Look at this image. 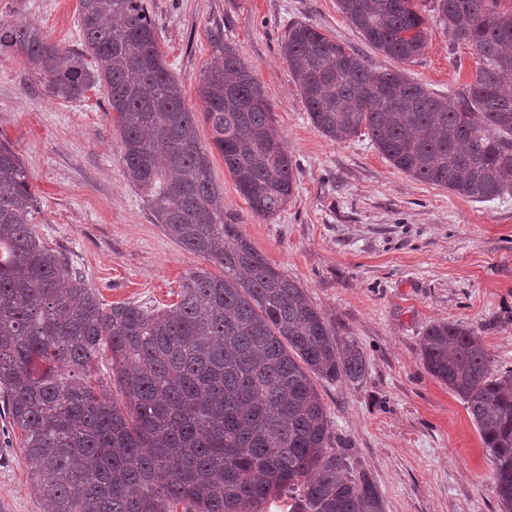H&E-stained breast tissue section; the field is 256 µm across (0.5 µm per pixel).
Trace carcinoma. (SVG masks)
<instances>
[{
    "label": "carcinoma",
    "instance_id": "cac0c4a2",
    "mask_svg": "<svg viewBox=\"0 0 512 512\" xmlns=\"http://www.w3.org/2000/svg\"><path fill=\"white\" fill-rule=\"evenodd\" d=\"M499 0H433L455 44L480 58L449 102L368 61L308 23L282 54L311 123L344 141L367 130L398 170L478 202L512 195V12ZM375 51L398 62L426 46L413 0H338ZM82 51L40 28L0 23V53L23 59L55 99L107 91L125 176L165 235L219 272H189L168 309L103 304L32 225L30 176L0 141V409L27 433L44 512H384L364 472L331 447L316 388L359 382L366 358L341 340L305 289L224 219L195 113L171 76L145 0H79ZM200 89L212 142L252 213L276 217L297 174L252 69L210 34ZM110 352V401L87 375ZM427 372L466 405L488 451L502 512H512V370L494 369L477 331L430 325Z\"/></svg>",
    "mask_w": 512,
    "mask_h": 512
}]
</instances>
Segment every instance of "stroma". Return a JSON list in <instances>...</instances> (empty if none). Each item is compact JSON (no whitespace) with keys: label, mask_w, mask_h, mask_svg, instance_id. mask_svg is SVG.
<instances>
[{"label":"stroma","mask_w":512,"mask_h":512,"mask_svg":"<svg viewBox=\"0 0 512 512\" xmlns=\"http://www.w3.org/2000/svg\"><path fill=\"white\" fill-rule=\"evenodd\" d=\"M78 0H0V22L40 27L61 49L81 48ZM172 77L203 114L210 29L221 28L272 104L297 185L284 210L253 215L199 122L224 214L275 269L306 291L340 338L363 350L365 377L322 384L337 447L377 487L384 512H499L488 454L464 403L431 376L419 354L438 321L473 327L497 370H512V198L477 202L397 170L365 135L324 136L308 114L281 45L309 23L364 54L373 69L401 68L453 98L477 60L420 0L427 45L404 64L376 53L337 0H147ZM0 139L20 154L37 198L43 243L66 255L106 304L176 303L190 271L206 267L168 239L142 193L124 177L105 90L49 97L20 57L0 54ZM26 434L0 417V512H43L25 455Z\"/></svg>","instance_id":"stroma-1"}]
</instances>
